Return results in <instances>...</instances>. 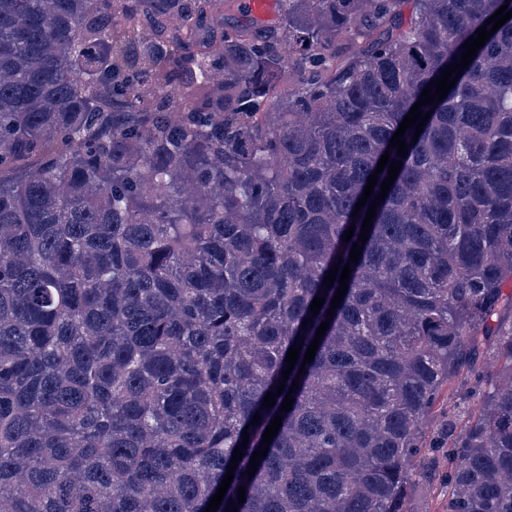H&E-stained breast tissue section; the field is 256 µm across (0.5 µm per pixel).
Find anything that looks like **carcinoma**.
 Here are the masks:
<instances>
[{
    "mask_svg": "<svg viewBox=\"0 0 512 512\" xmlns=\"http://www.w3.org/2000/svg\"><path fill=\"white\" fill-rule=\"evenodd\" d=\"M279 4L0 0V512H512V0Z\"/></svg>",
    "mask_w": 512,
    "mask_h": 512,
    "instance_id": "1",
    "label": "carcinoma"
}]
</instances>
